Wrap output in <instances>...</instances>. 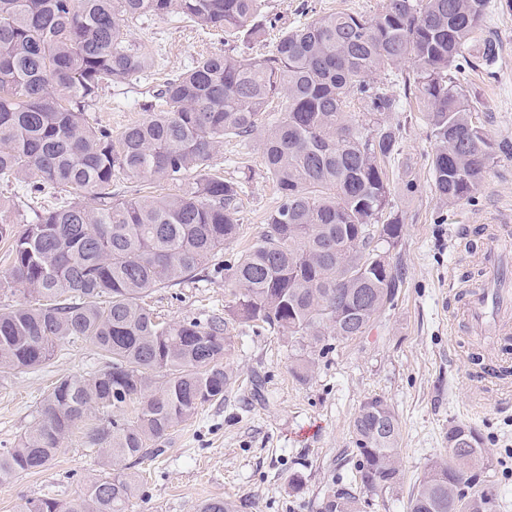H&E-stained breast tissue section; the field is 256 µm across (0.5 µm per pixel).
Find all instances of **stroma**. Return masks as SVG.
Wrapping results in <instances>:
<instances>
[{
	"mask_svg": "<svg viewBox=\"0 0 512 512\" xmlns=\"http://www.w3.org/2000/svg\"><path fill=\"white\" fill-rule=\"evenodd\" d=\"M380 0H264L268 16L282 23L307 22L350 10L374 14ZM133 39L157 60L143 88L112 85L100 95L90 118L120 132L143 119V89L182 71L202 54L220 53L224 39L183 27L172 17L132 21ZM493 34L499 57L491 67L467 69L459 79L470 93L474 121L494 143L512 144V0H490L477 38ZM402 95L391 123L403 129L401 151L386 169L390 210L402 233L391 250L404 271L395 302L366 336L309 348L244 320L231 330L233 346L224 357L234 383L224 402L205 406L197 417L171 431L161 454L139 465L143 479L131 512H196L208 498L243 500L246 512H321L337 478L353 480L357 462L350 422L363 402L384 399L398 417L401 480L387 492L358 488L363 512H406L408 498L424 468L444 456V436L453 423L472 426L490 455V467L476 480L493 493L499 512H512V374L507 390L485 387L476 356L493 338L471 332L461 309L466 285L482 278L481 255L488 228L512 233V154H498L471 198L446 206L432 184L427 105ZM224 178H245L241 209L245 221L223 261L251 246L279 203L266 179L258 145L226 142L214 159ZM152 308L171 321H206L227 303L223 277L192 279L156 289ZM316 362L307 381L293 367ZM101 362L95 347L80 342L58 353L43 369L0 379V449L12 446L36 416L60 377H85ZM92 414L66 440L51 464L22 472L0 485V512H15L25 498L70 500L99 471L88 452Z\"/></svg>",
	"mask_w": 512,
	"mask_h": 512,
	"instance_id": "obj_1",
	"label": "stroma"
}]
</instances>
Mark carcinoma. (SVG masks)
Instances as JSON below:
<instances>
[{"label":"carcinoma","mask_w":512,"mask_h":512,"mask_svg":"<svg viewBox=\"0 0 512 512\" xmlns=\"http://www.w3.org/2000/svg\"><path fill=\"white\" fill-rule=\"evenodd\" d=\"M487 7L382 0L372 16L338 11L285 27L257 58L270 23L262 0H0V182L24 198L19 210L0 202L11 258L0 291L19 285L24 295L0 307V377L40 369L79 341L102 360L87 378L57 380L30 428L0 450V483L47 467L79 422L108 415L89 435L99 473L66 502L26 498L16 512H130L138 482L129 469L230 385L229 320L312 347L371 331L404 276L390 262L399 218L376 227L390 205L384 166L400 150V127L385 120L397 107L386 73L410 64L404 90L430 109L435 193L450 205L470 198L497 153L512 149L473 123L456 78L495 60L490 37L475 60L464 55ZM143 16L220 30L233 46L148 91L146 117L114 135L87 112L106 86L154 67L127 32ZM256 137L281 197L252 247L227 265L232 304L203 323L157 316L150 292L205 273L238 236L241 182L212 173L213 160L224 140ZM119 178L173 191L122 197L112 190ZM22 211L33 217L17 233ZM350 427L362 485L393 489L395 412L370 398ZM446 442L448 455L423 470L407 512H481L486 492L467 483L461 500L458 491L464 476L487 468L482 438L454 424ZM246 507L213 498L196 512ZM322 512H359V498L339 479Z\"/></svg>","instance_id":"carcinoma-1"}]
</instances>
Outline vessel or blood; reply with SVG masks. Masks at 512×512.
Returning <instances> with one entry per match:
<instances>
[{"label": "vessel or blood", "mask_w": 512, "mask_h": 512, "mask_svg": "<svg viewBox=\"0 0 512 512\" xmlns=\"http://www.w3.org/2000/svg\"><path fill=\"white\" fill-rule=\"evenodd\" d=\"M511 254L512 237L493 234L481 257L485 282L471 288L466 296L463 313L468 324L489 336L512 332V295L496 285Z\"/></svg>", "instance_id": "vessel-or-blood-1"}]
</instances>
